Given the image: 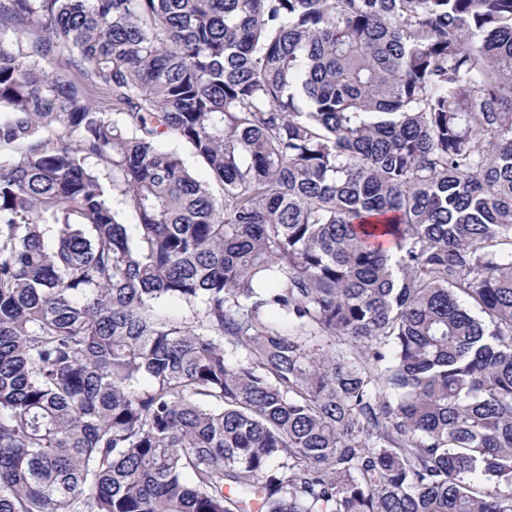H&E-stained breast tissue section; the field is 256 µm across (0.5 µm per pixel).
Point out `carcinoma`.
Masks as SVG:
<instances>
[{
	"instance_id": "cac0c4a2",
	"label": "carcinoma",
	"mask_w": 512,
	"mask_h": 512,
	"mask_svg": "<svg viewBox=\"0 0 512 512\" xmlns=\"http://www.w3.org/2000/svg\"><path fill=\"white\" fill-rule=\"evenodd\" d=\"M0 512H512V0H0Z\"/></svg>"
}]
</instances>
